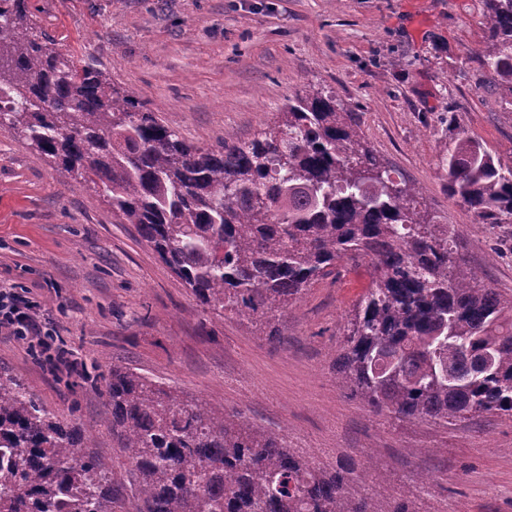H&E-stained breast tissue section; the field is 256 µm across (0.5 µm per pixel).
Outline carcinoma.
Listing matches in <instances>:
<instances>
[{
  "label": "carcinoma",
  "instance_id": "obj_1",
  "mask_svg": "<svg viewBox=\"0 0 512 512\" xmlns=\"http://www.w3.org/2000/svg\"><path fill=\"white\" fill-rule=\"evenodd\" d=\"M482 82L512 97V0H485ZM99 185L207 309L271 322L313 283L365 266L337 383L373 411L448 424L512 418V294L478 286L448 225L360 142L336 96L306 88L252 139H179L100 71L51 47L27 0H0V125ZM448 195L512 221V167L458 131ZM106 406L135 495L17 376L0 369V512H409L349 502L345 478L240 411L114 368Z\"/></svg>",
  "mask_w": 512,
  "mask_h": 512
}]
</instances>
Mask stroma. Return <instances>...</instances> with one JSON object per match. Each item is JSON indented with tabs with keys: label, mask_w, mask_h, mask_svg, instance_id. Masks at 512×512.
I'll use <instances>...</instances> for the list:
<instances>
[{
	"label": "stroma",
	"mask_w": 512,
	"mask_h": 512,
	"mask_svg": "<svg viewBox=\"0 0 512 512\" xmlns=\"http://www.w3.org/2000/svg\"><path fill=\"white\" fill-rule=\"evenodd\" d=\"M57 51L107 73L188 144L247 140L288 96L333 91L363 144L419 190L484 288L512 292V224L474 223L441 158L460 128L512 166V97L485 87L483 0H29ZM454 117L446 127L445 117ZM365 274L326 277L269 325L205 310L93 184L0 126V285L35 302L78 364L49 370L0 335V367L103 461L112 367L241 411L291 452L410 512H512V419L456 424L370 411L336 385L340 340Z\"/></svg>",
	"instance_id": "1"
}]
</instances>
